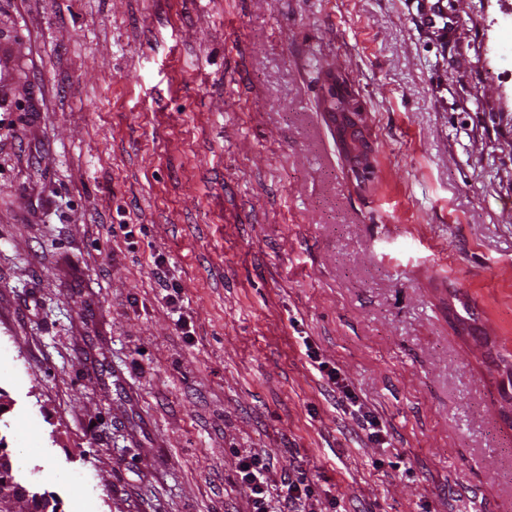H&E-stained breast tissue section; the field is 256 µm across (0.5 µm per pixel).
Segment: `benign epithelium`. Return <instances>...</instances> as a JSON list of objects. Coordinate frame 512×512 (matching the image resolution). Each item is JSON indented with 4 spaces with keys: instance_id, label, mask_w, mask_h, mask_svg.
<instances>
[{
    "instance_id": "obj_1",
    "label": "benign epithelium",
    "mask_w": 512,
    "mask_h": 512,
    "mask_svg": "<svg viewBox=\"0 0 512 512\" xmlns=\"http://www.w3.org/2000/svg\"><path fill=\"white\" fill-rule=\"evenodd\" d=\"M329 93L323 107L332 128L341 135L342 154L355 171L373 167V143L369 133V117L357 104L348 84L335 68L324 70ZM14 464L8 453L0 448V512H28L32 492L13 476Z\"/></svg>"
}]
</instances>
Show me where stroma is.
Listing matches in <instances>:
<instances>
[{
  "instance_id": "obj_1",
  "label": "stroma",
  "mask_w": 512,
  "mask_h": 512,
  "mask_svg": "<svg viewBox=\"0 0 512 512\" xmlns=\"http://www.w3.org/2000/svg\"><path fill=\"white\" fill-rule=\"evenodd\" d=\"M509 41L512 0H0L20 478L58 512H252L254 452L320 512H512ZM323 73L329 86L323 102L324 113L331 127L341 135L342 154L354 172L368 171L373 167L374 153L368 114L357 104L351 88L334 67L326 68Z\"/></svg>"
}]
</instances>
